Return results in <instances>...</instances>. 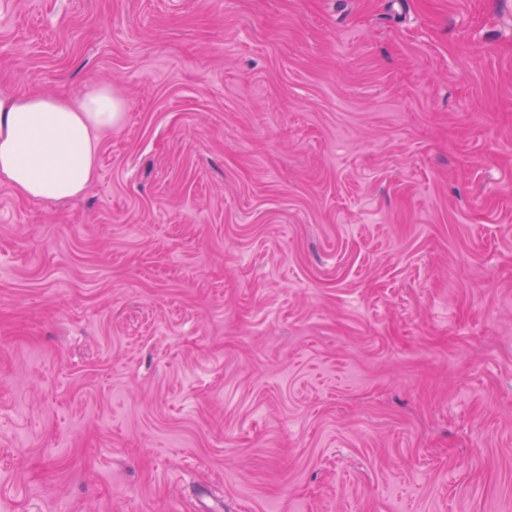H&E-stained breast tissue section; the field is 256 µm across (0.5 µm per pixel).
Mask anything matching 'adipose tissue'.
Returning a JSON list of instances; mask_svg holds the SVG:
<instances>
[{"label":"adipose tissue","instance_id":"obj_1","mask_svg":"<svg viewBox=\"0 0 512 512\" xmlns=\"http://www.w3.org/2000/svg\"><path fill=\"white\" fill-rule=\"evenodd\" d=\"M126 103L108 86L73 97L0 92V182L33 201H68L94 178L102 133Z\"/></svg>","mask_w":512,"mask_h":512}]
</instances>
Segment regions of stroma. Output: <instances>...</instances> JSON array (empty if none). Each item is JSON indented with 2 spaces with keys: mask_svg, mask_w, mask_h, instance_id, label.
Returning a JSON list of instances; mask_svg holds the SVG:
<instances>
[{
  "mask_svg": "<svg viewBox=\"0 0 512 512\" xmlns=\"http://www.w3.org/2000/svg\"><path fill=\"white\" fill-rule=\"evenodd\" d=\"M0 512H512V0H0ZM126 103L112 86L73 97L0 92V182L33 201H68L95 177L100 135Z\"/></svg>",
  "mask_w": 512,
  "mask_h": 512,
  "instance_id": "stroma-1",
  "label": "stroma"
}]
</instances>
